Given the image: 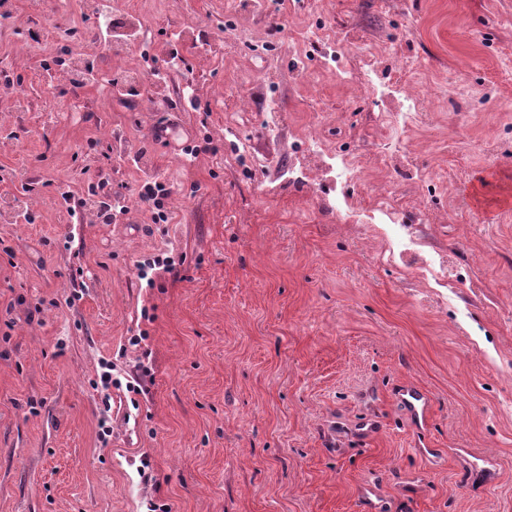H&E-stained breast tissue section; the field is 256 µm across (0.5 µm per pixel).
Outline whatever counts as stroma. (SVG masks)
Here are the masks:
<instances>
[{"mask_svg":"<svg viewBox=\"0 0 512 512\" xmlns=\"http://www.w3.org/2000/svg\"><path fill=\"white\" fill-rule=\"evenodd\" d=\"M113 2L66 0L50 39L48 0H12L0 25V198L25 203L0 221V512H512V0H272L269 19L122 0L141 29L97 56L99 80L45 70L68 32L105 34ZM358 19L399 53L381 80L426 69L453 111L396 132L326 66L321 30L354 43ZM134 71L138 91L113 94ZM314 135L373 168L385 193L347 187L370 205L428 191L442 223H404L453 260L448 286L289 180V148ZM188 137L216 153L186 159ZM396 139L415 171L378 168ZM150 177L171 187L169 223L138 197ZM97 183L127 211L73 223L61 192ZM157 255L176 269L149 284L137 264ZM406 382L430 397L422 441Z\"/></svg>","mask_w":512,"mask_h":512,"instance_id":"obj_1","label":"stroma"}]
</instances>
